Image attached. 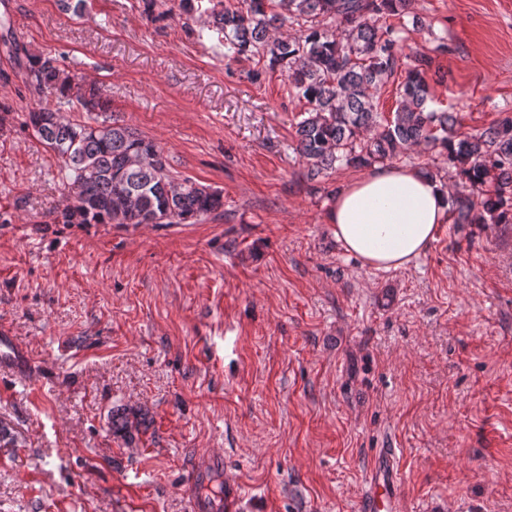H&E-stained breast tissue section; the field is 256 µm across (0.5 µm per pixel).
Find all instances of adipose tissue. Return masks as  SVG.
<instances>
[{"mask_svg":"<svg viewBox=\"0 0 512 512\" xmlns=\"http://www.w3.org/2000/svg\"><path fill=\"white\" fill-rule=\"evenodd\" d=\"M449 192L408 168L379 166L337 194L328 220L345 250L375 269H399L449 223Z\"/></svg>","mask_w":512,"mask_h":512,"instance_id":"ef3b65f1","label":"adipose tissue"}]
</instances>
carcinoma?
I'll return each instance as SVG.
<instances>
[{
  "label": "carcinoma",
  "mask_w": 512,
  "mask_h": 512,
  "mask_svg": "<svg viewBox=\"0 0 512 512\" xmlns=\"http://www.w3.org/2000/svg\"><path fill=\"white\" fill-rule=\"evenodd\" d=\"M179 14L204 17L224 44V56H246L280 68L289 94L304 103L297 149L313 181L338 167H371L422 146L448 159L459 191L455 224L512 223V118L474 133L459 131L457 113L428 107L429 74L448 52L442 36L432 53L405 52L404 17L412 0H177ZM384 15L398 25L379 26ZM298 26L292 37L277 32ZM9 51L47 100L30 110V127L59 162L74 205L55 224H196L224 211L222 191L173 170L163 149L112 114V100L97 84L80 81L49 54H32L17 41ZM394 112H379L376 94L397 74ZM62 112H75L65 119ZM182 183L178 193L169 181ZM121 192L135 206L116 201Z\"/></svg>",
  "instance_id": "1"
}]
</instances>
